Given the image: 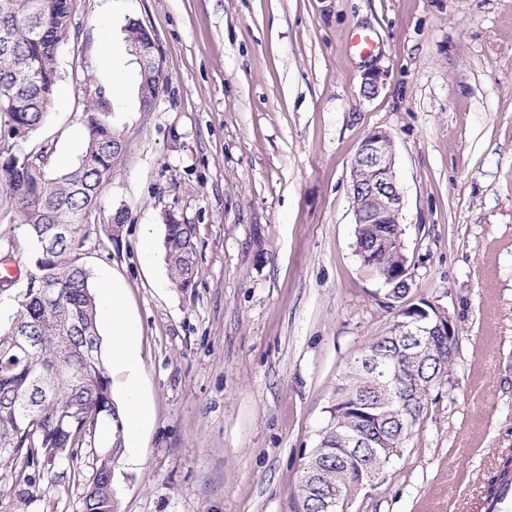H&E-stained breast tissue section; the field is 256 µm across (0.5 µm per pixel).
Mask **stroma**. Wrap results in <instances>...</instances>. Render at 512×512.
Wrapping results in <instances>:
<instances>
[{"label": "stroma", "mask_w": 512, "mask_h": 512, "mask_svg": "<svg viewBox=\"0 0 512 512\" xmlns=\"http://www.w3.org/2000/svg\"><path fill=\"white\" fill-rule=\"evenodd\" d=\"M132 21L159 49L148 112ZM372 67L384 81L369 95ZM57 68L46 121L0 153L47 146L52 171L69 170L93 98L126 145L79 254L95 288L120 287L149 405L114 463L119 512H289L348 365L397 314L353 247L351 162L374 129L394 142L409 296L448 308L459 335L430 413L350 512H479L512 456V0H77ZM168 224L195 227L185 290ZM4 249L20 277L0 290L2 327L32 263L0 199ZM111 442L102 429L80 480L55 466L28 507L0 471V512H81Z\"/></svg>", "instance_id": "obj_1"}]
</instances>
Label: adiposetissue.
I'll use <instances>...</instances> for the list:
<instances>
[{
	"instance_id": "1",
	"label": "adipose tissue",
	"mask_w": 512,
	"mask_h": 512,
	"mask_svg": "<svg viewBox=\"0 0 512 512\" xmlns=\"http://www.w3.org/2000/svg\"><path fill=\"white\" fill-rule=\"evenodd\" d=\"M103 298L104 318L112 324V363L116 370L125 372L128 378V391L122 411L126 416L125 425L133 433L146 413L144 400L137 389L139 360L134 349L135 332L125 320L119 289L106 291Z\"/></svg>"
}]
</instances>
